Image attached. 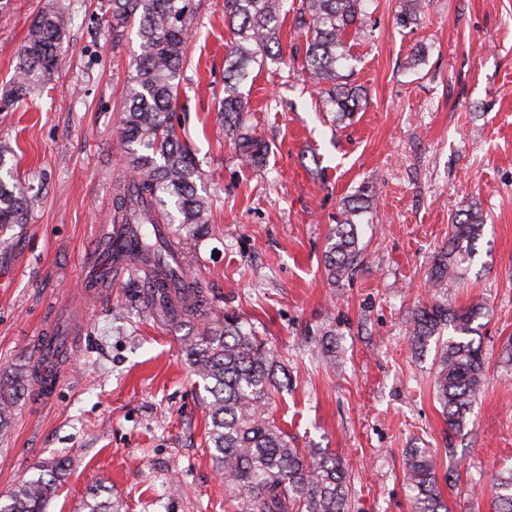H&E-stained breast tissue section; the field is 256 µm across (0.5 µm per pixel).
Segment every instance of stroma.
<instances>
[{"label":"stroma","mask_w":512,"mask_h":512,"mask_svg":"<svg viewBox=\"0 0 512 512\" xmlns=\"http://www.w3.org/2000/svg\"><path fill=\"white\" fill-rule=\"evenodd\" d=\"M399 0H374L351 34L353 77L367 97L337 124L294 67L281 29L272 59L243 85L250 118L272 145L245 167L218 116L231 33L224 0H201L183 69L178 130L210 203L205 237L170 224L214 313L236 312L288 369L270 411L300 448H325L351 472V512H411L403 456L427 448L449 512H495L492 481L512 468V0H425L422 24L397 25ZM42 0H0V94L9 89ZM67 19L58 69L26 101L0 110V140L38 198L27 224L0 233V383L41 364L59 336L54 396L28 382L0 436V496L63 461L48 512H82L106 486L122 512H235L208 449L205 393L182 351L194 319L146 316L131 274L86 288L111 230L112 186L128 178L116 122L136 29L113 41L108 0H58ZM421 61H413L415 49ZM374 204L358 227L364 260L331 284L324 252L341 201L361 187ZM487 218L461 280L429 286L448 226L470 203ZM484 303L485 386L464 432H449L434 394L436 344L414 353L417 308Z\"/></svg>","instance_id":"obj_1"}]
</instances>
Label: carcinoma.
<instances>
[{
	"instance_id": "1",
	"label": "carcinoma",
	"mask_w": 512,
	"mask_h": 512,
	"mask_svg": "<svg viewBox=\"0 0 512 512\" xmlns=\"http://www.w3.org/2000/svg\"><path fill=\"white\" fill-rule=\"evenodd\" d=\"M286 0H224V17L232 35L225 59L224 98L218 114L224 131L242 160L253 167L264 164L269 143L256 136L246 119L248 108L241 86L269 57L278 42ZM367 0H298L292 7L291 31L303 41L302 67L319 89L322 105L342 122L358 111L364 100L350 82L346 69L352 59L348 32L366 22ZM199 3L197 0H111L105 19L118 38L138 22L139 53L134 75L126 88V103L119 118L123 139L137 146L131 152L132 178L113 188V207L123 224L163 223L173 203L179 223L191 234H201L210 223L208 202L197 192L198 168L173 122L179 97L186 47ZM422 0H400L397 24L408 29L420 22ZM67 21L57 0H44L19 49L16 76L0 104L8 108L22 102L57 71L58 51ZM12 149L0 142V230L24 224L35 205L15 178L9 160ZM372 193L362 188L342 203L325 251V271L336 284L349 276L363 259L358 225L371 209ZM482 210L472 206L456 215L449 227L448 246L433 261L430 281L440 288L458 278L463 265L474 257L482 235ZM175 247L139 230L129 272L150 267L154 279L141 301L148 311L170 321H202L186 339L183 353L191 372L204 384L210 418L209 454L224 473L225 492L240 500V512H349L348 470L323 448H298L269 414L283 362L258 336L244 330L239 316L211 314L204 291L185 277L174 261ZM481 304L450 308L434 303L419 309L410 336L422 348L452 328L455 337L442 343L435 377V396L448 430L461 433L470 423V409L485 385L481 344L474 322L483 315ZM19 378L0 385V435L7 432ZM405 477L411 490V512H448L434 456L427 448H411L405 456ZM60 463L39 470L0 497V512H47L62 486ZM497 512H512V469L495 478ZM83 512H120L118 502L91 496Z\"/></svg>"
}]
</instances>
